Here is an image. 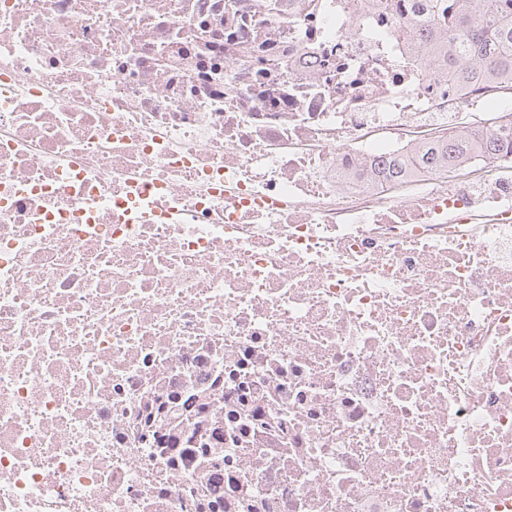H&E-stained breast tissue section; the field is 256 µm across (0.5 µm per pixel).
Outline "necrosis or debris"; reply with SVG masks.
Returning <instances> with one entry per match:
<instances>
[{"label": "necrosis or debris", "instance_id": "obj_1", "mask_svg": "<svg viewBox=\"0 0 512 512\" xmlns=\"http://www.w3.org/2000/svg\"><path fill=\"white\" fill-rule=\"evenodd\" d=\"M407 0H0V512H512V153ZM495 123H485L488 124L485 130H468V126H462L448 141L419 144L415 147V161L423 167L438 169L461 165L474 153L494 156L503 138Z\"/></svg>", "mask_w": 512, "mask_h": 512}]
</instances>
